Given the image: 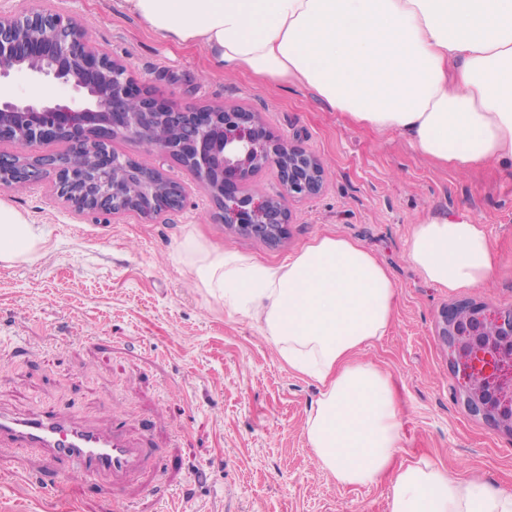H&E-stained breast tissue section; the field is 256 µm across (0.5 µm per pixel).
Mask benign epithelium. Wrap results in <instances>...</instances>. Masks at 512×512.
Here are the masks:
<instances>
[{
  "label": "benign epithelium",
  "mask_w": 512,
  "mask_h": 512,
  "mask_svg": "<svg viewBox=\"0 0 512 512\" xmlns=\"http://www.w3.org/2000/svg\"><path fill=\"white\" fill-rule=\"evenodd\" d=\"M0 188L52 177L56 195L75 211L144 222L181 208L185 187L161 169L119 152L120 139L184 166L218 205L226 227L276 244L289 222L288 202L323 188L319 159L270 132L255 112L238 107L182 105L141 87L119 60L99 49L65 8L31 6L0 13ZM56 82L74 92L68 100L17 97L12 75ZM161 128L177 139L160 140ZM60 139L66 150L40 154ZM277 170L282 192L250 188L260 170ZM448 367L466 410L512 436V308L461 302L442 312Z\"/></svg>",
  "instance_id": "obj_1"
}]
</instances>
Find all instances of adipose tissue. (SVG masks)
<instances>
[{
    "label": "adipose tissue",
    "mask_w": 512,
    "mask_h": 512,
    "mask_svg": "<svg viewBox=\"0 0 512 512\" xmlns=\"http://www.w3.org/2000/svg\"><path fill=\"white\" fill-rule=\"evenodd\" d=\"M162 40L201 48L214 73L248 72L311 90L353 126L397 134L466 172L512 168V0H113ZM46 232L0 201V262H35ZM180 258L232 315L248 319L319 398L307 443L340 485L390 479L388 512H512V491L427 461L392 467L401 411L390 378L355 361L385 335L397 287L359 243L314 239L270 266L186 236ZM408 258L457 291L499 264L467 214L415 224Z\"/></svg>",
    "instance_id": "ef3b65f1"
}]
</instances>
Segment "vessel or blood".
Segmentation results:
<instances>
[{
    "mask_svg": "<svg viewBox=\"0 0 512 512\" xmlns=\"http://www.w3.org/2000/svg\"><path fill=\"white\" fill-rule=\"evenodd\" d=\"M5 442L41 450L52 464L86 480L130 475L146 458L145 448L131 444L119 429L86 427L52 409L35 418L0 412V444Z\"/></svg>",
    "mask_w": 512,
    "mask_h": 512,
    "instance_id": "vessel-or-blood-1",
    "label": "vessel or blood"
}]
</instances>
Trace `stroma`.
Returning a JSON list of instances; mask_svg holds the SVG:
<instances>
[{"label": "stroma", "mask_w": 512, "mask_h": 512, "mask_svg": "<svg viewBox=\"0 0 512 512\" xmlns=\"http://www.w3.org/2000/svg\"><path fill=\"white\" fill-rule=\"evenodd\" d=\"M41 4L74 13L100 48L165 97L259 114L275 135L318 156L325 186L291 203L288 233L274 245L228 229L185 168L147 151L141 162L187 188L181 210L149 223L75 213L48 178L0 190L48 233L39 262L0 263V412L52 406L97 429L117 420L152 451L119 483L62 473L38 485L42 455L1 446L0 512H387L390 480L340 486L320 468L304 433L317 384L196 285L178 252L191 233L271 265L321 236L360 243L397 285L387 334L356 354L397 389V462L425 459L451 477L512 489V436L465 409L439 333L451 303L512 306V171L458 172L401 136L349 124L309 90L209 72L200 48L160 40L112 0ZM462 212L483 225L499 272L451 292L427 283L407 248L420 219Z\"/></svg>", "instance_id": "1"}]
</instances>
